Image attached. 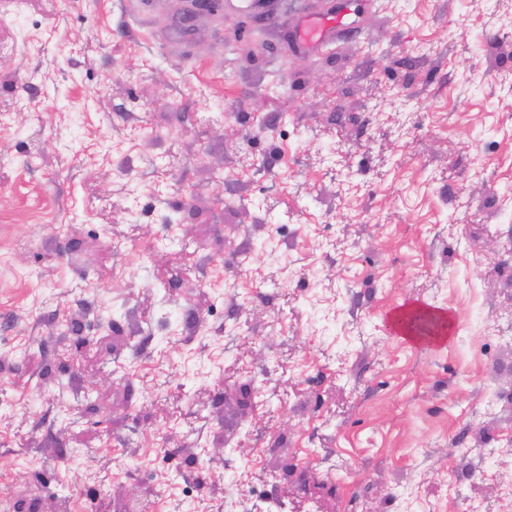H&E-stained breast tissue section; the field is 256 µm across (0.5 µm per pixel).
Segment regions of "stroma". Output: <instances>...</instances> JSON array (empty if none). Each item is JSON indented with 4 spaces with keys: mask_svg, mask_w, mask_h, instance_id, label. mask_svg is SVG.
<instances>
[{
    "mask_svg": "<svg viewBox=\"0 0 512 512\" xmlns=\"http://www.w3.org/2000/svg\"><path fill=\"white\" fill-rule=\"evenodd\" d=\"M334 2L0 0V512H512V0ZM356 19L350 17L346 8L321 16L306 18L294 35L295 43L301 47H320L333 41H342L357 27ZM394 330L402 335L408 342L421 347H434L442 344L446 335L452 328V319L450 315L442 309H436L429 305L407 304L395 309L390 316ZM410 318L420 319L422 327L406 330L407 322ZM402 320V322H399Z\"/></svg>",
    "mask_w": 512,
    "mask_h": 512,
    "instance_id": "1",
    "label": "stroma"
}]
</instances>
